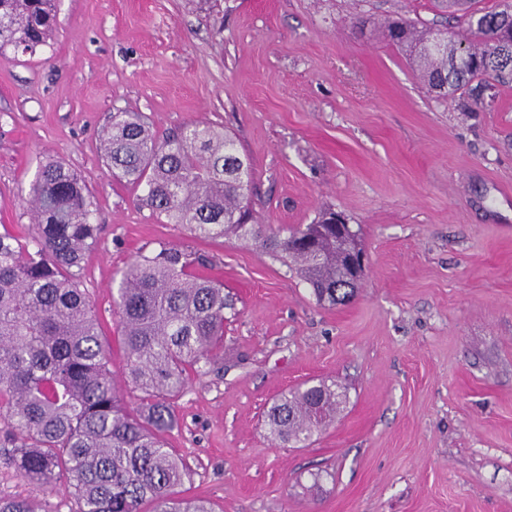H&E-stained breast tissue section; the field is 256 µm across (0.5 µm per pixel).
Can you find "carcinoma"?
I'll return each instance as SVG.
<instances>
[{
  "label": "carcinoma",
  "instance_id": "cac0c4a2",
  "mask_svg": "<svg viewBox=\"0 0 512 512\" xmlns=\"http://www.w3.org/2000/svg\"><path fill=\"white\" fill-rule=\"evenodd\" d=\"M456 38L411 20H389L383 35L409 52L437 100L459 94L477 108L493 83L512 81V0H448ZM57 27L55 0H0V53H35ZM100 149L116 177L144 188L143 204L194 238L252 241L296 271L319 303L349 301L358 287L348 258L356 232L336 235L342 214L274 231L250 223L253 170L224 129L207 122L160 134L138 112H114ZM33 224L0 233V462L29 483L72 489L68 512H213L177 496L188 465L168 448L173 400L190 372L223 348L224 285L196 271L198 257L162 244L138 255L118 289L127 408L112 379L109 347L86 289L82 262L98 241L85 181L50 160L30 190ZM346 402L320 381L276 399L271 437L303 447ZM149 509H144V506ZM0 512H61L0 496Z\"/></svg>",
  "mask_w": 512,
  "mask_h": 512
}]
</instances>
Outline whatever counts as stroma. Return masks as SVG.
<instances>
[{
    "label": "stroma",
    "instance_id": "35a3bbf8",
    "mask_svg": "<svg viewBox=\"0 0 512 512\" xmlns=\"http://www.w3.org/2000/svg\"><path fill=\"white\" fill-rule=\"evenodd\" d=\"M49 47L0 54V225L30 224L42 166L85 177L99 240L84 286L128 408L114 300L135 255L188 246L224 284V347L174 404L177 493L214 512H512V82L492 109L435 100L374 21L454 28L438 0H57ZM368 20L369 28L358 25ZM115 112L164 133L224 127L253 167L254 221L343 212L367 255L347 303L262 248L199 240L113 178ZM347 394L313 443L266 412L309 380ZM0 496L51 503L0 466Z\"/></svg>",
    "mask_w": 512,
    "mask_h": 512
}]
</instances>
